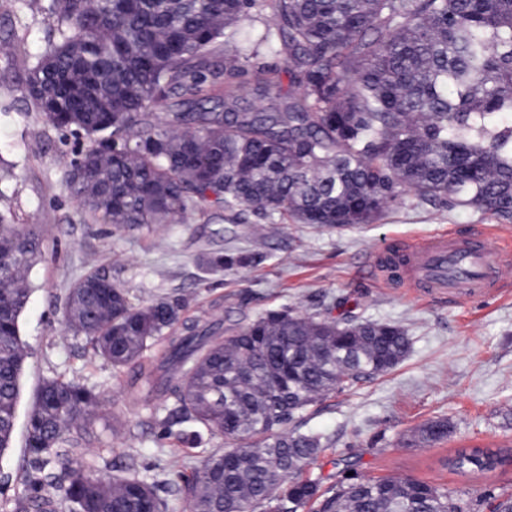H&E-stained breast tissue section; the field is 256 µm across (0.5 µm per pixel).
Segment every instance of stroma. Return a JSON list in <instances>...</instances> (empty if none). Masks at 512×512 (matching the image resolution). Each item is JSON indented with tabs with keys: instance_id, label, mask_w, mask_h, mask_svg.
Wrapping results in <instances>:
<instances>
[{
	"instance_id": "1",
	"label": "stroma",
	"mask_w": 512,
	"mask_h": 512,
	"mask_svg": "<svg viewBox=\"0 0 512 512\" xmlns=\"http://www.w3.org/2000/svg\"><path fill=\"white\" fill-rule=\"evenodd\" d=\"M49 0H0V164L13 166L0 209L17 223L40 225L43 253L29 275L32 289L21 317L29 357L10 448L0 456V512H10L27 492V423L43 382L61 378L95 388L101 407L82 429L74 456L94 463L136 457L140 474L153 480L157 455L200 461L223 447L221 435H205L185 450L176 437L182 422L162 428L165 410L131 393L128 373L114 374L85 338L65 327L71 282L90 267L105 269L134 296L189 294L185 318L239 327L270 310L401 326L410 338L407 357L393 370L332 393L295 420L304 431L329 439L311 466L333 484L346 472L414 478L448 490L471 512H490V497L512 496V466L456 473L444 462L461 448H512V294L457 305L411 288H389L366 266L381 246L439 232L467 236L501 233L512 251V223L473 209H448L406 197L379 219L343 229L284 224L264 237L255 223L225 231L224 214L210 208L180 224H149L116 231L85 218L62 182L81 139L45 125L26 93V78L47 46ZM227 248L260 253L258 263L212 271L203 257ZM453 426L447 440L408 446L428 420Z\"/></svg>"
}]
</instances>
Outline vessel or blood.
Masks as SVG:
<instances>
[{
    "instance_id": "b4317fda",
    "label": "vessel or blood",
    "mask_w": 512,
    "mask_h": 512,
    "mask_svg": "<svg viewBox=\"0 0 512 512\" xmlns=\"http://www.w3.org/2000/svg\"><path fill=\"white\" fill-rule=\"evenodd\" d=\"M512 253L495 249L481 235H435L381 247L372 261L376 279L393 288H428L466 303L512 293L502 269Z\"/></svg>"
}]
</instances>
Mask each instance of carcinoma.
Wrapping results in <instances>:
<instances>
[{
  "mask_svg": "<svg viewBox=\"0 0 512 512\" xmlns=\"http://www.w3.org/2000/svg\"><path fill=\"white\" fill-rule=\"evenodd\" d=\"M262 17L256 33L251 22ZM51 34L26 91L42 121L83 135L63 172L84 210L118 231L217 206L317 228L369 224L411 194L512 220V0H52ZM252 45L241 56L235 43ZM224 47V63L212 62ZM288 53L280 93L263 50ZM252 78L241 82L247 64ZM35 224L0 212V456L10 447L26 342ZM256 255L207 254L233 270ZM186 296L135 301L106 272L71 285L66 325L115 373L174 401L170 416L224 436L178 474L188 512H448L453 495L412 478L303 477L325 448L296 417L384 374L409 350L401 327L272 310L236 330L181 320ZM163 363L145 352L175 325ZM99 395L48 379L28 418L29 493L11 512H167L161 481L131 458L117 474L72 458ZM444 418L413 445L448 437ZM512 450L461 449L452 471L489 472Z\"/></svg>",
  "mask_w": 512,
  "mask_h": 512,
  "instance_id": "cac0c4a2",
  "label": "carcinoma"
}]
</instances>
